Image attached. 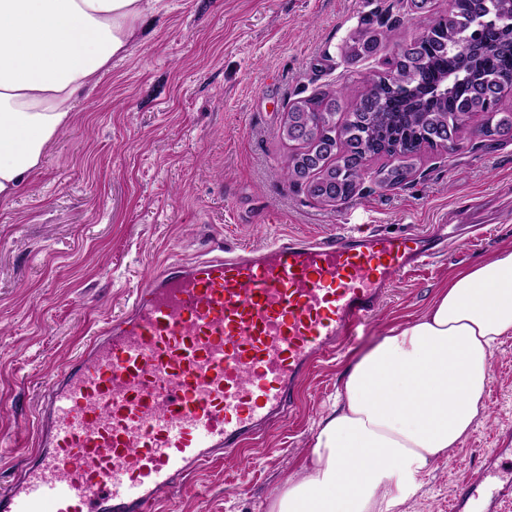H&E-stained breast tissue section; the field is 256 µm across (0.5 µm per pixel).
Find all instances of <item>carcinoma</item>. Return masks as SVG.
Segmentation results:
<instances>
[{
  "instance_id": "carcinoma-1",
  "label": "carcinoma",
  "mask_w": 512,
  "mask_h": 512,
  "mask_svg": "<svg viewBox=\"0 0 512 512\" xmlns=\"http://www.w3.org/2000/svg\"><path fill=\"white\" fill-rule=\"evenodd\" d=\"M371 37L399 43L401 50L366 91L321 92L287 110L288 128L304 130L289 139L288 180L296 181L301 156L324 151L328 141L335 147L308 188L325 203L351 198L368 176L365 162L372 156L391 159L377 172V184L394 187L412 172L399 159L422 147L449 152L466 135L501 140L512 128V112L500 111L497 100L486 106L487 98L507 88L502 78L512 75V0H451L445 24L431 29L422 44L400 42L394 26ZM325 175L336 178L334 199L318 187Z\"/></svg>"
}]
</instances>
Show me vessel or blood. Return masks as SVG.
<instances>
[{"instance_id": "1", "label": "vessel or blood", "mask_w": 512, "mask_h": 512, "mask_svg": "<svg viewBox=\"0 0 512 512\" xmlns=\"http://www.w3.org/2000/svg\"><path fill=\"white\" fill-rule=\"evenodd\" d=\"M429 236L289 237L165 265L44 388L37 450L0 512H149L190 470L290 410L305 373L381 305ZM505 449L448 512H503Z\"/></svg>"}]
</instances>
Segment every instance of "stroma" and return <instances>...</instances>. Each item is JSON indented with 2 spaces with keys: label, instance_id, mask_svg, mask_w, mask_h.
I'll return each instance as SVG.
<instances>
[{
  "label": "stroma",
  "instance_id": "1",
  "mask_svg": "<svg viewBox=\"0 0 512 512\" xmlns=\"http://www.w3.org/2000/svg\"><path fill=\"white\" fill-rule=\"evenodd\" d=\"M449 0H162L128 56L47 146L40 174L0 202V494L34 453L44 386L169 259L349 229L461 228L429 263L394 277L378 313L300 382L291 416L169 492L160 512H265L301 476L349 365L424 310L453 270L512 246V140L470 136L410 158L407 183L371 176L327 204L283 175V114L346 85L366 91L396 44L351 59L354 36L395 25L414 39ZM486 418L399 512H446L485 451L512 448V335L491 359Z\"/></svg>",
  "mask_w": 512,
  "mask_h": 512
}]
</instances>
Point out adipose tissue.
<instances>
[{
    "instance_id": "ef3b65f1",
    "label": "adipose tissue",
    "mask_w": 512,
    "mask_h": 512,
    "mask_svg": "<svg viewBox=\"0 0 512 512\" xmlns=\"http://www.w3.org/2000/svg\"><path fill=\"white\" fill-rule=\"evenodd\" d=\"M160 0H0V200L41 171L80 94L125 59ZM512 334V248L455 271L425 311L352 366L302 477L267 512H396L488 411L491 356Z\"/></svg>"
}]
</instances>
